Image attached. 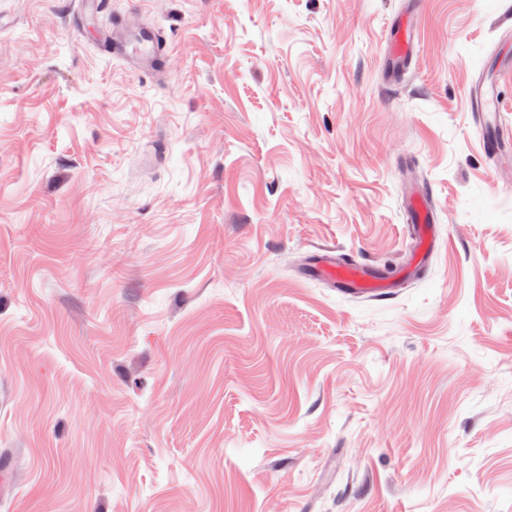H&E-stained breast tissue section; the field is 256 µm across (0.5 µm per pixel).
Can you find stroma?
Wrapping results in <instances>:
<instances>
[{"mask_svg":"<svg viewBox=\"0 0 512 512\" xmlns=\"http://www.w3.org/2000/svg\"><path fill=\"white\" fill-rule=\"evenodd\" d=\"M76 11L0 0V512H512V162L469 106L512 120V0ZM116 19L166 77L97 48ZM417 38L412 17L401 19L395 26L387 49V58L392 67L411 60L417 52ZM469 103L471 111L480 113L490 129L483 150L489 160L497 163L504 152L509 149L512 151V125L499 111L497 98L484 81L476 84L470 91ZM507 135L509 136V145ZM408 211L412 224L418 225L421 245L427 247L434 239L437 222L429 203V192L426 189H417L411 194ZM317 273L336 284L340 289L353 293L373 296L387 295L391 292L386 283L373 279L365 264L356 258L338 259L330 255H321L315 262Z\"/></svg>","mask_w":512,"mask_h":512,"instance_id":"35a3bbf8","label":"stroma"}]
</instances>
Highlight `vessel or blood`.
Instances as JSON below:
<instances>
[{
    "mask_svg": "<svg viewBox=\"0 0 512 512\" xmlns=\"http://www.w3.org/2000/svg\"><path fill=\"white\" fill-rule=\"evenodd\" d=\"M417 38L412 18L401 19L392 34L387 49V58L392 65H399L413 58L417 52ZM99 47L112 58L125 62L129 67L162 77L167 73L166 43L159 33L151 28L135 32L125 30L120 21H113L110 29L99 37ZM472 111L480 113L490 134L483 145L486 157L498 161L512 147V123L508 122L498 108V101L485 83L476 84L469 93ZM412 223L419 228L422 245H429L435 236V214L429 203L426 189L414 191L408 201ZM317 273L343 290L353 293L381 296L389 294L390 288L383 281L373 279L365 264L356 258L339 259L330 255L319 256L315 263Z\"/></svg>",
    "mask_w": 512,
    "mask_h": 512,
    "instance_id": "vessel-or-blood-1",
    "label": "vessel or blood"
}]
</instances>
